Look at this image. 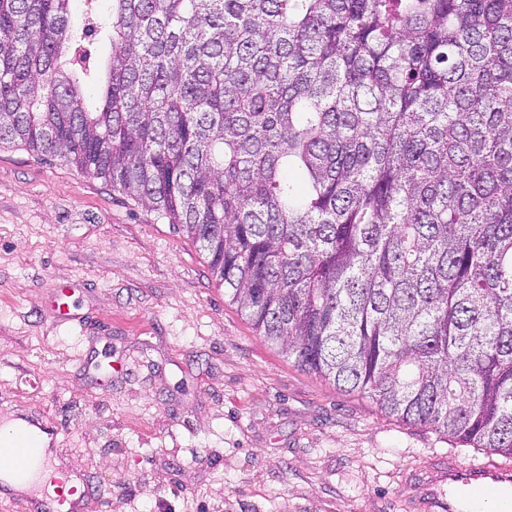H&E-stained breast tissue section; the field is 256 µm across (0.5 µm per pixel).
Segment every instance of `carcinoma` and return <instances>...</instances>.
I'll use <instances>...</instances> for the list:
<instances>
[{"mask_svg":"<svg viewBox=\"0 0 512 512\" xmlns=\"http://www.w3.org/2000/svg\"><path fill=\"white\" fill-rule=\"evenodd\" d=\"M108 2L0 0V144L179 225L301 369L512 457V0Z\"/></svg>","mask_w":512,"mask_h":512,"instance_id":"1","label":"carcinoma"}]
</instances>
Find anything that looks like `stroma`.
<instances>
[{"instance_id": "stroma-1", "label": "stroma", "mask_w": 512, "mask_h": 512, "mask_svg": "<svg viewBox=\"0 0 512 512\" xmlns=\"http://www.w3.org/2000/svg\"><path fill=\"white\" fill-rule=\"evenodd\" d=\"M69 287L73 321L48 316ZM57 423L87 512H410L409 473L465 448L271 347L204 251L58 158L0 146V423Z\"/></svg>"}]
</instances>
